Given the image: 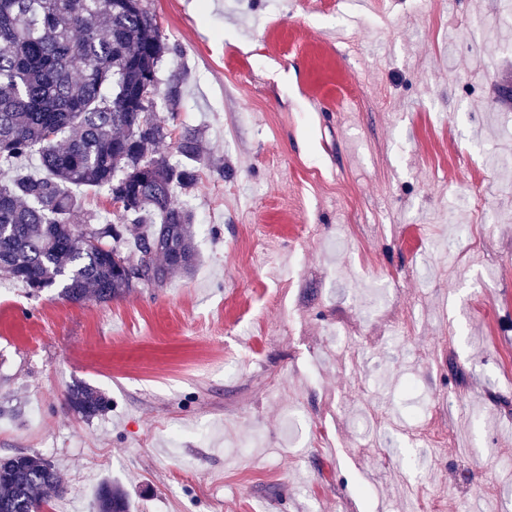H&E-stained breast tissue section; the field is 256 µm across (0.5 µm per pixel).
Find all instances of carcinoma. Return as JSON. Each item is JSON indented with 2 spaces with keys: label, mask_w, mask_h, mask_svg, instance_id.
I'll return each instance as SVG.
<instances>
[{
  "label": "carcinoma",
  "mask_w": 512,
  "mask_h": 512,
  "mask_svg": "<svg viewBox=\"0 0 512 512\" xmlns=\"http://www.w3.org/2000/svg\"><path fill=\"white\" fill-rule=\"evenodd\" d=\"M175 52L143 0H0V163H41L36 175L0 168V277L106 303L195 266V216L176 190L198 183L202 133L184 126L174 153L158 151L173 135L160 110L182 96L179 75L158 77ZM75 187L103 189L123 211L76 224ZM66 405L89 420L110 400L77 381ZM63 493L49 461L0 457V512H41ZM129 508L112 481L100 484L96 512Z\"/></svg>",
  "instance_id": "obj_1"
}]
</instances>
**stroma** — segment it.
<instances>
[{
	"label": "stroma",
	"mask_w": 512,
	"mask_h": 512,
	"mask_svg": "<svg viewBox=\"0 0 512 512\" xmlns=\"http://www.w3.org/2000/svg\"><path fill=\"white\" fill-rule=\"evenodd\" d=\"M503 2L145 0L221 163L187 196L198 262L108 303L6 281L0 457L53 463L73 512L104 479L133 512H512ZM77 381L111 408L71 413Z\"/></svg>",
	"instance_id": "35a3bbf8"
}]
</instances>
